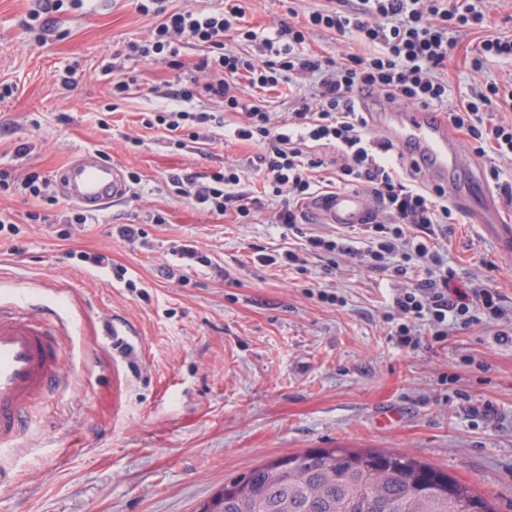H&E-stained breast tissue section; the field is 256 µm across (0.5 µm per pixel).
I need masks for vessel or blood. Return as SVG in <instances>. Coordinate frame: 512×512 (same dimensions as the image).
I'll use <instances>...</instances> for the list:
<instances>
[{
    "label": "vessel or blood",
    "instance_id": "obj_1",
    "mask_svg": "<svg viewBox=\"0 0 512 512\" xmlns=\"http://www.w3.org/2000/svg\"><path fill=\"white\" fill-rule=\"evenodd\" d=\"M389 127V126H388ZM399 147H411L426 162L432 181L445 188L458 203H465L463 190L451 179L460 149L446 120L423 109H403L388 130ZM68 196L93 211L128 193L122 170L109 162L82 155L58 176ZM309 211L320 223L348 226L371 219L373 205L361 191L339 190L313 199ZM477 223L500 240L512 239V226L503 223L495 198L475 216ZM62 324H50L43 314H29L17 307L0 306V452L14 449L26 417V408L36 395L55 388L61 379L60 338Z\"/></svg>",
    "mask_w": 512,
    "mask_h": 512
}]
</instances>
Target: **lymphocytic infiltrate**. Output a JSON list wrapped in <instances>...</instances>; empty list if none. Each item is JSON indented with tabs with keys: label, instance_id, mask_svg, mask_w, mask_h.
Here are the masks:
<instances>
[{
	"label": "lymphocytic infiltrate",
	"instance_id": "1",
	"mask_svg": "<svg viewBox=\"0 0 512 512\" xmlns=\"http://www.w3.org/2000/svg\"><path fill=\"white\" fill-rule=\"evenodd\" d=\"M167 0H137L140 13L158 19L149 39L127 46L129 56L159 60L171 58L176 70L172 94L181 102L202 97L224 101L231 109L243 108L244 121L235 135L260 147L248 168L228 166L198 176L176 173L170 178L179 192L199 209L216 216L235 213L249 218L261 211L262 198L244 190L248 173L262 175L271 196L280 200L273 214L277 224L296 229L302 217L300 204L319 190L314 173L324 168L322 157L310 150L311 143L334 146L332 165L335 188L364 187L378 203L375 221L365 225L362 240L347 235L307 236L304 253L288 250L274 256L261 255V262L305 270L308 257L341 254L378 272L413 274L411 287L393 298L390 338L397 347L414 350L423 338L440 343L449 329H466L481 318L503 315V297L490 288L456 284L448 269V226L454 217L448 196L440 187L426 189L400 175L389 153L390 140L370 133L366 113L358 107L361 96L376 95L386 101L423 109L445 107L448 123L467 136L476 156L486 151L512 155V121L499 119L501 106L512 107V79L473 91L470 99L447 108L448 79L444 71L454 52L456 34L481 27L483 0H359L358 7L342 8L328 0L312 12L304 24L288 25L266 39L263 54L252 56L226 49L224 36L233 32L251 39L246 11L237 0L210 11H169ZM324 29L340 36H353L366 44L363 52H350L341 60L320 59L300 52L307 32ZM183 38L212 48L210 56L196 65L198 73H215L214 81L200 83L197 76L183 77L181 63L173 61L174 40ZM315 75L311 102L279 119L264 99L241 103L237 80L247 76L251 86H276L286 75ZM214 112H150L142 119L146 128L160 125L172 133L171 143L203 139V130L221 124ZM428 334H421L420 324Z\"/></svg>",
	"mask_w": 512,
	"mask_h": 512
}]
</instances>
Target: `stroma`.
<instances>
[{
  "instance_id": "obj_1",
  "label": "stroma",
  "mask_w": 512,
  "mask_h": 512,
  "mask_svg": "<svg viewBox=\"0 0 512 512\" xmlns=\"http://www.w3.org/2000/svg\"><path fill=\"white\" fill-rule=\"evenodd\" d=\"M323 5L246 0L257 38L228 34L224 46L260 53L262 38L291 14ZM41 6L45 14L32 20ZM483 8L485 26L459 36L448 63L452 108L476 83L512 76L510 58L490 59L479 77L471 69L479 41L512 36V0ZM155 23L132 0H0V169L44 173L57 199L0 197V216L18 227L0 235V303L18 302L25 288L30 308L59 309L66 321L60 387L31 402L17 450L0 458L10 474L0 512H199L228 478L330 445L409 453L474 487L496 512H512V254L460 211L448 266L456 283L497 289L506 314L414 351L396 347L385 320L409 278L341 255L329 274L317 256L303 272L254 262L253 249L275 255L335 228L307 218L288 230L272 221L274 200L242 223L178 196L171 174L204 176L246 163L259 147L234 135L243 114L205 98L193 111L222 114L224 124L210 127L204 145L178 150L168 131L142 126V113L182 107L167 96L174 72L166 61L125 55ZM71 71L78 84L69 90L61 77ZM117 71L135 79L118 98ZM312 85L294 76L261 92L243 78L239 96H265L272 111L287 113ZM82 152L139 177L93 224L73 223L82 207L54 183ZM157 213L165 223H152ZM120 224L142 225L145 247L124 242ZM184 241L197 242L205 263L185 280L163 278L173 245ZM81 251L109 255L134 287L113 267L78 262ZM323 290L341 304L322 302ZM112 318L138 331L134 349L105 336Z\"/></svg>"
}]
</instances>
